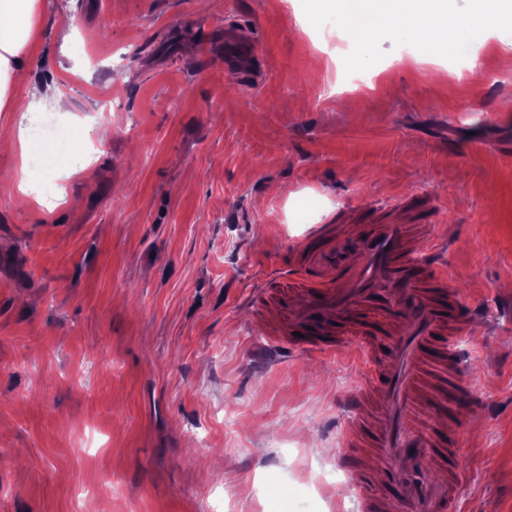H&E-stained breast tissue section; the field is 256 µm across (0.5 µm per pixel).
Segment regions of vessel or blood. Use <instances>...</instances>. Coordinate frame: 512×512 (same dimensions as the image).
<instances>
[{
  "label": "vessel or blood",
  "mask_w": 512,
  "mask_h": 512,
  "mask_svg": "<svg viewBox=\"0 0 512 512\" xmlns=\"http://www.w3.org/2000/svg\"><path fill=\"white\" fill-rule=\"evenodd\" d=\"M224 72L260 78L253 38L224 44ZM425 224H321L297 251L286 290L265 314L271 342L258 362L352 350L360 385L340 403L342 467L358 491L359 512H453L452 487L436 472L458 467V406L470 392L449 371L448 395L434 402L427 365L445 366L450 334L469 323L448 272L445 245ZM377 461L367 468L357 454Z\"/></svg>",
  "instance_id": "obj_1"
}]
</instances>
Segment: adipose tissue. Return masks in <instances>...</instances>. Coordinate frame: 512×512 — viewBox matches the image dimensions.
Masks as SVG:
<instances>
[{
  "mask_svg": "<svg viewBox=\"0 0 512 512\" xmlns=\"http://www.w3.org/2000/svg\"><path fill=\"white\" fill-rule=\"evenodd\" d=\"M381 8L401 34L427 29L422 48L433 57L447 54L476 14L472 6L450 14L448 0H382ZM42 10L43 0H0V112L14 108L15 83L36 44Z\"/></svg>",
  "mask_w": 512,
  "mask_h": 512,
  "instance_id": "1",
  "label": "adipose tissue"
}]
</instances>
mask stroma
<instances>
[{"label":"stroma","instance_id":"obj_1","mask_svg":"<svg viewBox=\"0 0 512 512\" xmlns=\"http://www.w3.org/2000/svg\"><path fill=\"white\" fill-rule=\"evenodd\" d=\"M251 19L267 77L224 75ZM356 61L310 0H44L0 112V512H295L335 464L350 354L255 370L276 288L318 224L430 222L477 315L449 338L472 390L462 512H512V27L411 64L383 32ZM68 26L69 42L57 34ZM53 83L69 106L34 103ZM118 111L95 114L103 94ZM29 151L73 139L58 202L24 200ZM315 217L296 223L297 203Z\"/></svg>","mask_w":512,"mask_h":512}]
</instances>
